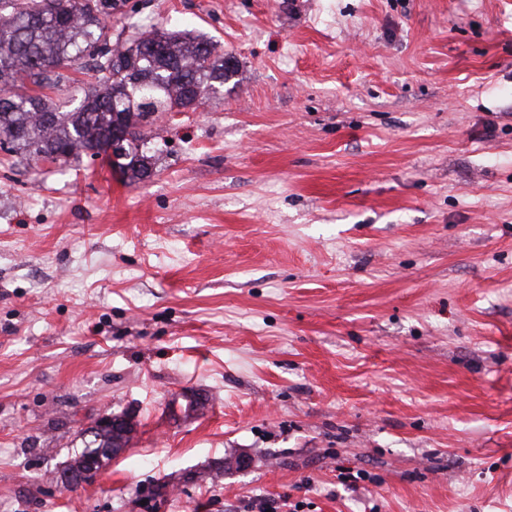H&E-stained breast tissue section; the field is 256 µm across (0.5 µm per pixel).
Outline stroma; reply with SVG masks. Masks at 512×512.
<instances>
[{
  "instance_id": "obj_1",
  "label": "stroma",
  "mask_w": 512,
  "mask_h": 512,
  "mask_svg": "<svg viewBox=\"0 0 512 512\" xmlns=\"http://www.w3.org/2000/svg\"><path fill=\"white\" fill-rule=\"evenodd\" d=\"M118 16L239 73L141 182L0 152V512H512V0ZM117 420L111 415H102L99 417L94 424L93 428L102 429L97 431H91L86 429L81 432L82 437V450L79 455L75 456L68 466L66 467V473L78 470L80 466L90 458H97L99 466L102 460H110L121 447L115 446V441L112 437V429H105L112 425ZM103 464L101 465V467Z\"/></svg>"
}]
</instances>
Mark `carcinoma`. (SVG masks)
<instances>
[{"label":"carcinoma","instance_id":"carcinoma-1","mask_svg":"<svg viewBox=\"0 0 512 512\" xmlns=\"http://www.w3.org/2000/svg\"><path fill=\"white\" fill-rule=\"evenodd\" d=\"M118 0H0V147L16 162L66 163L83 155L103 158L129 182L152 174V134L143 130L158 112L196 110L238 74L232 56L212 41L155 28L112 46L108 22ZM82 65L93 81L78 107L61 112L49 93ZM127 134L123 152L108 154L112 130ZM82 450L66 471L88 459L110 460L112 430L81 432Z\"/></svg>","mask_w":512,"mask_h":512}]
</instances>
